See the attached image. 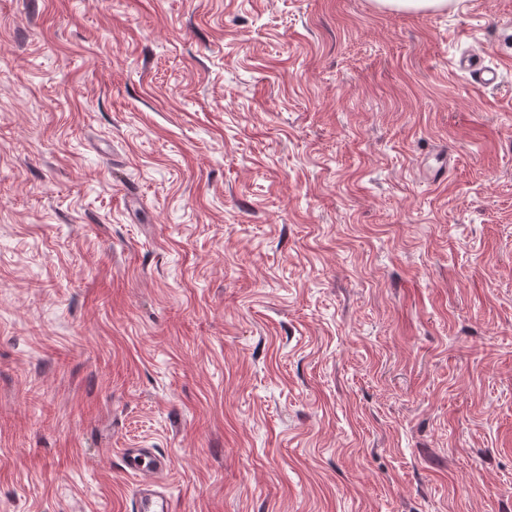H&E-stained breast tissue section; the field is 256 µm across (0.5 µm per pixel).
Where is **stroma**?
Masks as SVG:
<instances>
[{
    "mask_svg": "<svg viewBox=\"0 0 512 512\" xmlns=\"http://www.w3.org/2000/svg\"><path fill=\"white\" fill-rule=\"evenodd\" d=\"M127 448L176 512H512V0H0V512H129ZM376 3L396 11H428L447 9L453 0H376ZM482 52H471L461 55L454 62L455 68L466 74L470 87L476 91L497 88L500 84V73L496 67L482 64Z\"/></svg>",
    "mask_w": 512,
    "mask_h": 512,
    "instance_id": "stroma-1",
    "label": "stroma"
}]
</instances>
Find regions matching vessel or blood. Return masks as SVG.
<instances>
[{
    "mask_svg": "<svg viewBox=\"0 0 512 512\" xmlns=\"http://www.w3.org/2000/svg\"><path fill=\"white\" fill-rule=\"evenodd\" d=\"M455 68L466 74L470 87L477 91L497 88L500 73L497 68L482 64L480 53L460 56ZM126 469L138 476L132 508L134 512H174L173 501L162 492L155 482L157 475L167 470L169 462L163 455L149 448H129L123 454Z\"/></svg>",
    "mask_w": 512,
    "mask_h": 512,
    "instance_id": "obj_1",
    "label": "vessel or blood"
}]
</instances>
